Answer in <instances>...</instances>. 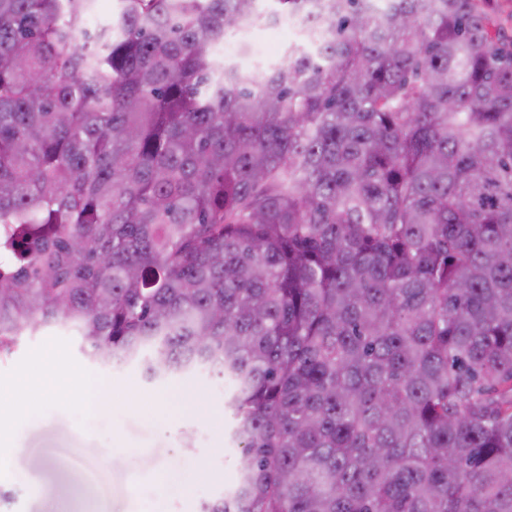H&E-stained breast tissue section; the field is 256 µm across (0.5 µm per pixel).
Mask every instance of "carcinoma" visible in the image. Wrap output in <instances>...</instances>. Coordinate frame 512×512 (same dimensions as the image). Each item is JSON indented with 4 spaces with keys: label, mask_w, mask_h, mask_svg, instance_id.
Masks as SVG:
<instances>
[{
    "label": "carcinoma",
    "mask_w": 512,
    "mask_h": 512,
    "mask_svg": "<svg viewBox=\"0 0 512 512\" xmlns=\"http://www.w3.org/2000/svg\"><path fill=\"white\" fill-rule=\"evenodd\" d=\"M0 0V355L231 382L200 512H512V36L490 0ZM289 20L292 22L290 27ZM247 27L246 37H241L240 29L224 32V41H235L239 46L238 52L233 55L224 54V51H234L235 44H222L218 49L224 56H232L239 66L246 69L279 66L287 59L289 52L308 44L307 27L298 18H282L272 26ZM241 48L245 51L242 52ZM243 59L248 60L247 65Z\"/></svg>",
    "instance_id": "1"
}]
</instances>
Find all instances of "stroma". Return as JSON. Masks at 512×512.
Wrapping results in <instances>:
<instances>
[{
	"instance_id": "1",
	"label": "stroma",
	"mask_w": 512,
	"mask_h": 512,
	"mask_svg": "<svg viewBox=\"0 0 512 512\" xmlns=\"http://www.w3.org/2000/svg\"><path fill=\"white\" fill-rule=\"evenodd\" d=\"M225 40L239 47L235 61L249 68L281 65L293 49L307 46L301 20L231 29ZM92 376L94 387L112 388L114 408L103 415L91 405L94 387H76L37 402L27 416L0 433V450L11 459L13 480L0 512H199L202 501L233 489L239 451L229 441L234 420L224 408L223 379L204 369L148 380L139 363L102 367L80 350V339L64 326L21 336L0 358V382L26 389L18 380L28 364L53 369L57 357ZM166 393L172 416L162 419L135 401ZM118 448L121 465L108 466L103 453ZM43 458L33 469L29 457Z\"/></svg>"
}]
</instances>
